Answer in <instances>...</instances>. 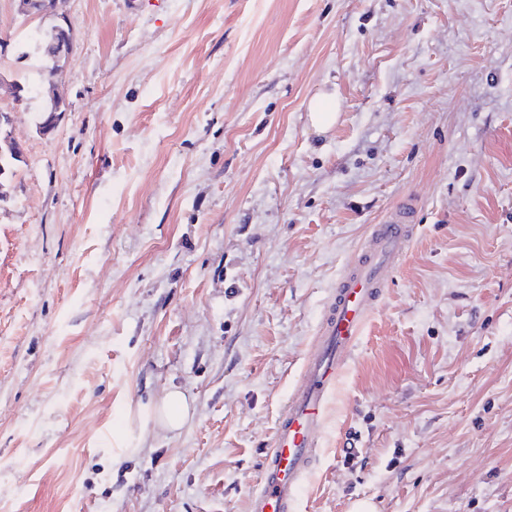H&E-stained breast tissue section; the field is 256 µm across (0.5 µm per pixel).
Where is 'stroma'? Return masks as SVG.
Masks as SVG:
<instances>
[{
  "label": "stroma",
  "mask_w": 512,
  "mask_h": 512,
  "mask_svg": "<svg viewBox=\"0 0 512 512\" xmlns=\"http://www.w3.org/2000/svg\"><path fill=\"white\" fill-rule=\"evenodd\" d=\"M0 0V512H249L328 297L406 194L294 512H512V0ZM339 113L309 123L322 91ZM180 389L175 432L139 405ZM358 436L354 454L338 443ZM42 40L40 43L36 44L34 47L19 45L18 49H22L20 54L23 57L30 56L31 53H39L41 52L43 56L49 57V53L54 47L59 43L62 39L63 33L57 25H53L50 28L46 29ZM333 93H320L313 97L308 104L309 119L312 127L318 132H325L337 120ZM11 124V111H2L0 110V132L2 134L4 128L8 127ZM0 134V166L4 167L6 172L3 174V176H6L8 178H11L14 174V162L18 161L17 158H22L23 150L20 142L16 140L11 131H5L4 136H1ZM12 140L14 144V152L15 157L13 154V146L11 142L8 141V139ZM0 167V170H1Z\"/></svg>",
  "instance_id": "1"
}]
</instances>
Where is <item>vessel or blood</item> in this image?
<instances>
[{"mask_svg":"<svg viewBox=\"0 0 512 512\" xmlns=\"http://www.w3.org/2000/svg\"><path fill=\"white\" fill-rule=\"evenodd\" d=\"M418 206L415 196L400 199L373 226L338 280L299 382L277 419L250 512H290L295 503L317 453L328 398L342 373L343 357L362 334L385 286L384 272L409 243Z\"/></svg>","mask_w":512,"mask_h":512,"instance_id":"b4317fda","label":"vessel or blood"}]
</instances>
